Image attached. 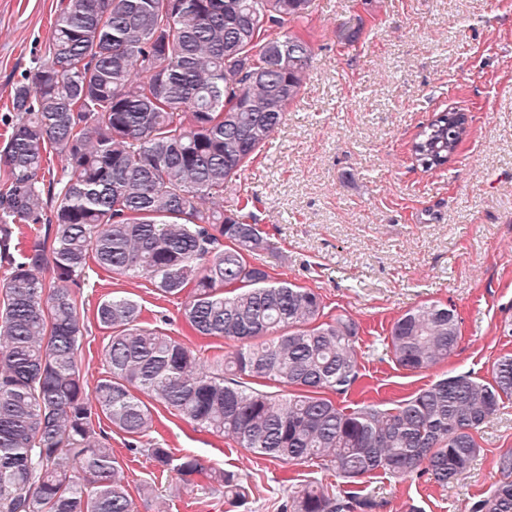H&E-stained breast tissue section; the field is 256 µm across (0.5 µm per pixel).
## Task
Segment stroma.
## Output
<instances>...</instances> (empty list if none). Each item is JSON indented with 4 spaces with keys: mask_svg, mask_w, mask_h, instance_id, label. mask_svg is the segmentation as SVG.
<instances>
[{
    "mask_svg": "<svg viewBox=\"0 0 512 512\" xmlns=\"http://www.w3.org/2000/svg\"><path fill=\"white\" fill-rule=\"evenodd\" d=\"M57 2L0 0V137L4 105L46 46ZM357 25L359 42L340 47L339 30ZM297 30L315 47L302 93L227 189L258 199L255 219L274 248L253 263L274 280L317 290L326 319L358 324L360 379L336 396L339 406L390 408L448 372L491 380L494 361L512 353V0H312ZM448 111L466 113L468 132L448 164L425 170L412 143ZM115 292L137 300L145 316L166 318L170 335L184 327L179 299L91 268L81 290L91 385L103 373L106 342L93 313ZM429 304L456 310L457 348L434 369L411 372L392 359L387 338L398 317ZM154 411L167 447L239 474L248 497L238 507L219 493L177 490L116 429L112 449L131 490L154 489L140 512H280L308 482L341 485L316 464L257 458L162 405ZM476 441L480 456L452 485L378 471L356 489L380 501L379 512H469L500 479L493 459L512 448V398Z\"/></svg>",
    "mask_w": 512,
    "mask_h": 512,
    "instance_id": "obj_1",
    "label": "stroma"
}]
</instances>
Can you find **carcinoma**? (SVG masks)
<instances>
[{
    "label": "carcinoma",
    "mask_w": 512,
    "mask_h": 512,
    "mask_svg": "<svg viewBox=\"0 0 512 512\" xmlns=\"http://www.w3.org/2000/svg\"><path fill=\"white\" fill-rule=\"evenodd\" d=\"M309 2L62 0L44 54L12 89L0 144V512H138L104 419L179 489L243 502L238 476L154 441L155 403L255 456L319 461L349 486L378 470L446 486L480 453L475 433L512 397L511 355L490 382L448 374L392 408L337 405L324 393L359 379L357 324L321 321L320 293L250 263L271 244L249 199L224 204L229 179L302 91L314 47L280 29L306 20ZM466 123L443 112L424 126L419 164H447ZM91 261L182 299L189 330L173 337L131 297L102 299L105 375L92 388L78 297ZM207 338L234 349L206 357L196 341ZM458 338L455 309L431 304L402 315L387 347L420 372ZM259 380L281 393L251 386ZM493 463L502 479L469 512H512V450ZM374 507L308 484L281 512Z\"/></svg>",
    "instance_id": "obj_1"
}]
</instances>
